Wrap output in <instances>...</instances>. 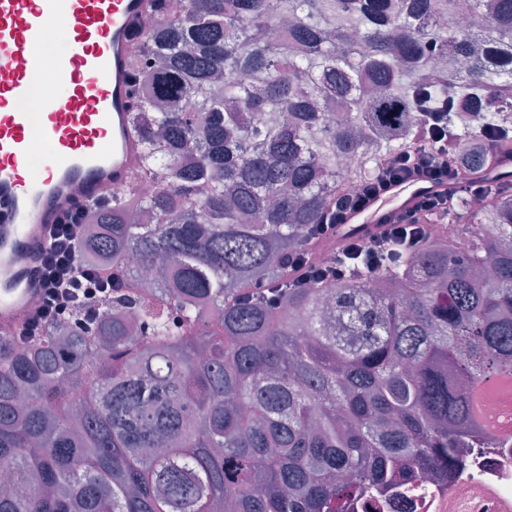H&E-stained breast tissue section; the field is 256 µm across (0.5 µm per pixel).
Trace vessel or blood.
I'll return each instance as SVG.
<instances>
[{
	"instance_id": "vessel-or-blood-1",
	"label": "vessel or blood",
	"mask_w": 512,
	"mask_h": 512,
	"mask_svg": "<svg viewBox=\"0 0 512 512\" xmlns=\"http://www.w3.org/2000/svg\"><path fill=\"white\" fill-rule=\"evenodd\" d=\"M159 0H0V329L39 300L37 250L50 224L75 203L111 197L127 184L140 141L129 122L134 76L129 59L140 20ZM55 19L67 42L57 55L66 90L34 98L29 64ZM52 161L38 166L34 139ZM432 183L391 185L382 202L349 216L341 234L367 237L390 209L413 207Z\"/></svg>"
}]
</instances>
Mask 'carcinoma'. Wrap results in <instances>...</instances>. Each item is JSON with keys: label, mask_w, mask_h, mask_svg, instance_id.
Listing matches in <instances>:
<instances>
[{"label": "carcinoma", "mask_w": 512, "mask_h": 512, "mask_svg": "<svg viewBox=\"0 0 512 512\" xmlns=\"http://www.w3.org/2000/svg\"><path fill=\"white\" fill-rule=\"evenodd\" d=\"M130 63L139 161L84 243L129 288L0 333V512H347L498 447L476 394L512 370V184L423 213L374 273L279 284L424 113L446 106L459 176L490 174L512 0H162Z\"/></svg>", "instance_id": "carcinoma-1"}]
</instances>
